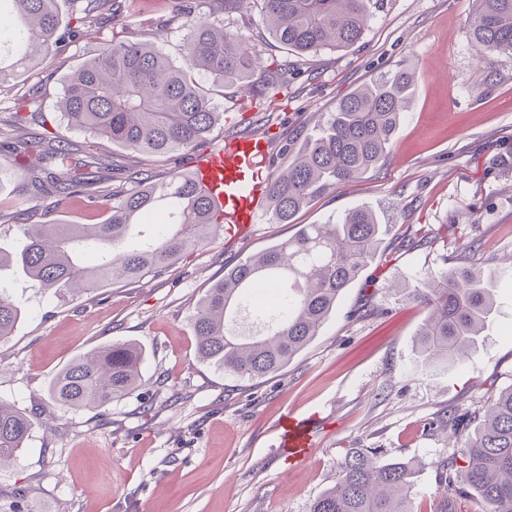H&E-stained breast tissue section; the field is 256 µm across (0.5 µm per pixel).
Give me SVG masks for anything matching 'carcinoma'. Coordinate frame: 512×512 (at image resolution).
Segmentation results:
<instances>
[{
    "label": "carcinoma",
    "mask_w": 512,
    "mask_h": 512,
    "mask_svg": "<svg viewBox=\"0 0 512 512\" xmlns=\"http://www.w3.org/2000/svg\"><path fill=\"white\" fill-rule=\"evenodd\" d=\"M76 26L99 28L122 11L120 0H71ZM201 13L190 0L181 16L188 30L183 62L154 44L112 35L97 56L67 79L57 108L67 125L88 134L73 147L46 135H28L25 119L12 113L0 127V149L16 168H0V182L23 179L35 197L81 198L105 210L100 224H19L23 248L0 250V270L13 267L37 287L74 295L160 273L184 253L223 231L208 198L190 176L172 170L159 179L138 165L126 169L127 186L100 190L113 165L100 152L106 140L135 155L195 153L220 120L213 89L201 77L271 97L288 76H254V53L224 35L219 14L244 0H212ZM274 41L298 56L357 43L371 16L369 0H261ZM58 0H0V84L26 79L60 39ZM470 38L476 51L512 53V0H477ZM415 75L397 71L361 86L341 100L288 167L274 174L270 211L282 224L319 193L357 179L387 158L411 99ZM382 224L369 209H354L337 224H302L289 238L224 268L207 289L191 320L198 358L239 379L275 374L319 335L345 290L372 261ZM492 274L456 266L429 274L404 295L428 310L418 332L428 365L464 362L494 309ZM23 304L0 291V340L10 336ZM141 348L115 342L92 350L61 369L49 386L58 406L79 411L112 405L139 384ZM36 422L0 402V466L30 436ZM439 512H455L461 487L475 491L488 512H512V386L499 392L474 431L455 436ZM340 479L315 498L310 512H414L416 469L388 460L377 448H352L338 462Z\"/></svg>",
    "instance_id": "obj_1"
}]
</instances>
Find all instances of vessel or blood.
Listing matches in <instances>:
<instances>
[{
	"label": "vessel or blood",
	"instance_id": "b4317fda",
	"mask_svg": "<svg viewBox=\"0 0 512 512\" xmlns=\"http://www.w3.org/2000/svg\"><path fill=\"white\" fill-rule=\"evenodd\" d=\"M270 150L266 137L240 136L204 151L193 161L192 179L222 215L227 233L245 235L269 208ZM279 448L295 458L312 454L309 419L288 415L281 426Z\"/></svg>",
	"mask_w": 512,
	"mask_h": 512
}]
</instances>
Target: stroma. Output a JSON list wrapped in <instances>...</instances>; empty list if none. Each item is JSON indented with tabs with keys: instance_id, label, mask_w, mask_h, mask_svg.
<instances>
[{
	"instance_id": "stroma-1",
	"label": "stroma",
	"mask_w": 512,
	"mask_h": 512,
	"mask_svg": "<svg viewBox=\"0 0 512 512\" xmlns=\"http://www.w3.org/2000/svg\"><path fill=\"white\" fill-rule=\"evenodd\" d=\"M117 25L181 61L186 30L175 0H123ZM360 42L300 59L271 38L259 0L225 14L224 31L255 50L258 69L284 68L272 99L225 86L224 114L208 147L237 135L268 136L272 167L299 146L355 88L398 70L415 71L411 103L384 164L319 195L293 223L262 214L244 238L220 237L157 275L65 300L0 273L25 315L0 341V400L38 414L24 448L0 468V506L24 488L23 512H309L335 486L352 448H378L419 462L414 498L435 512L451 450L440 429L455 410L473 431L489 400L512 386V54H477L475 0H370ZM103 37H64L37 75L0 85V116L21 112L32 131L69 143L84 132L61 119L64 81L96 56ZM374 210L389 230L374 261L315 340L276 375L239 380L198 361L190 317L225 267L286 239L300 224ZM0 209L24 224L62 219L96 224L101 210L73 199H32L20 182L0 184ZM422 239L410 248L409 238ZM457 265L493 271L495 309L463 365L426 366L418 332L426 309L398 285ZM115 341L143 350L141 382L100 410L52 405L48 384L66 364ZM312 417L316 448L301 461L281 455L288 413Z\"/></svg>"
}]
</instances>
